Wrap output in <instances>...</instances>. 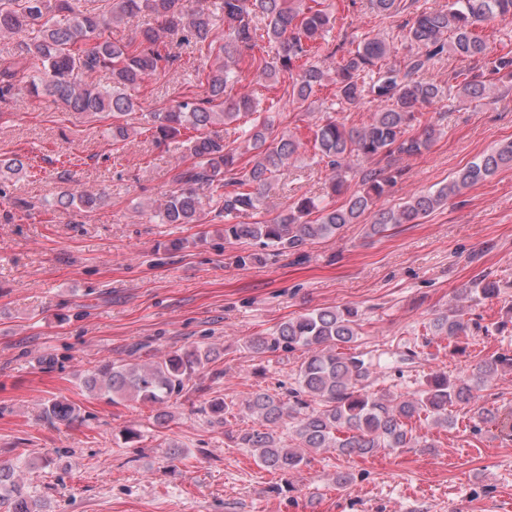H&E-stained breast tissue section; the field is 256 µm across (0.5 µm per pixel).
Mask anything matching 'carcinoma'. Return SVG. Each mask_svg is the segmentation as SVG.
Segmentation results:
<instances>
[{
	"mask_svg": "<svg viewBox=\"0 0 512 512\" xmlns=\"http://www.w3.org/2000/svg\"><path fill=\"white\" fill-rule=\"evenodd\" d=\"M370 4L385 18L408 9L401 0H370ZM142 12L154 16L158 25L128 42L112 39V27ZM511 16L512 0H448L446 10L418 9L402 25L409 52L402 63L390 66L386 63L391 54L388 39L366 37L348 50L341 43L332 46L325 40L332 25L329 11L305 8L303 0H108V9L102 12L81 8L80 0H0V38L26 34L22 49L12 53L9 65L0 69V101L15 95V78L22 74L35 98L49 97L68 112L112 116V139L124 141L129 127L122 120L138 107L132 91L174 62L167 38L176 36L187 46L204 43L212 37L216 18H221L224 41L215 49L205 78L199 80L203 93L185 94L162 112L141 113V132L150 133L156 143L194 131L187 139L191 162L173 168L172 183L177 189L150 205V212L165 224H196L205 200L212 203L216 218L258 211L265 190L297 159L301 143L290 135L272 136L271 113L279 99L269 98L268 108L261 112L260 100L249 94L235 96L232 91L247 74L267 90L286 77L292 104L309 110L317 92L331 84L334 100L314 125V148L331 171L330 194L341 193L350 176L359 177L362 191L339 206L306 197L270 220L224 225L228 239L259 240L281 250H297L310 240L358 223L401 173L387 167L358 170L357 161L378 157L391 161L396 156L418 155L431 146L438 133L434 122L411 133L420 122L419 109L438 103L444 95L440 86L420 79L431 63L448 53L480 62L479 67L448 73L459 94L475 100L490 98L494 76L503 71L512 75V55L489 57V46L477 32L487 21ZM260 38L274 48L272 59L252 56ZM322 55L336 59V66L325 70L311 63ZM102 69L111 72L108 87L93 81ZM366 99L377 103L366 125L348 129L333 116ZM244 118L250 122L241 130L239 146L212 130L217 124ZM508 166H512V140L470 162L437 190L414 195L396 210L378 212L368 225V235L416 223L448 205L461 190L484 183ZM27 167L22 155L1 157L0 180L17 177ZM101 202L100 195L68 186L56 194L53 206L68 210ZM473 291L489 299L499 296L501 289L496 282L479 278L473 281ZM468 327L460 309H450L432 321L434 335L450 339ZM359 328L358 310L353 307L318 308L282 323L268 336L248 341L255 353L298 349L307 353L296 373L297 387L288 392V398L256 391L243 403L254 426L238 431L234 441L251 449L260 466L288 473L327 448L349 457L372 455L381 448H412L419 440L409 422L422 416L435 426H448L453 423L448 407L454 404L477 406L480 422L495 418L491 410L478 405L480 392L491 387L500 373L512 370V355L495 352L463 378L436 372L419 394L398 400L359 388L369 375L368 364L349 348ZM212 354L208 346H195L143 364L108 360L86 372L81 383L113 404L132 399L158 406L162 411L156 419L163 420L168 416L164 408L182 394ZM229 410L222 398L204 401L199 407L218 423L224 422ZM42 418L55 427L70 426L82 416L75 404L51 399L42 408ZM284 425L290 429L288 445L276 432ZM29 467L28 462L0 465V512H42V502L28 493L18 476L20 469Z\"/></svg>",
	"mask_w": 512,
	"mask_h": 512,
	"instance_id": "obj_1",
	"label": "carcinoma"
}]
</instances>
